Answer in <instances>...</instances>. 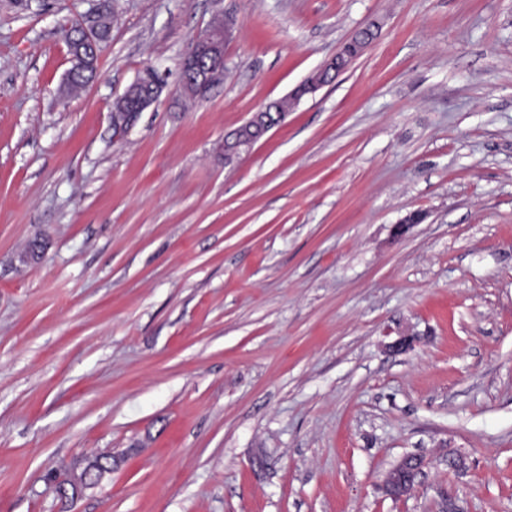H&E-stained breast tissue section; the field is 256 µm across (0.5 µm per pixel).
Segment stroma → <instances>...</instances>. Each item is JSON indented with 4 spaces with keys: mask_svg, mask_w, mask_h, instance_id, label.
I'll return each instance as SVG.
<instances>
[{
    "mask_svg": "<svg viewBox=\"0 0 512 512\" xmlns=\"http://www.w3.org/2000/svg\"><path fill=\"white\" fill-rule=\"evenodd\" d=\"M92 5L0 0V512H512V0H115L65 97ZM219 12L228 76L186 102ZM150 64L167 86L117 135ZM107 452L79 498L45 479ZM65 40L67 45L71 46H78V44L81 43L80 37H79V28L78 23L71 26L65 33ZM94 48V54L92 56L90 51L84 52L81 49H78L77 51L71 47L68 46L70 59L72 62V67L69 71V74L76 73V72H82L89 70L92 67H96L99 59V50L102 44H100L97 47V43H92ZM96 69H91L87 71L83 75H77L73 78L72 84L70 89H77L86 83H88L95 75ZM301 95L293 94L288 97L292 99L293 105L297 103ZM288 97L282 98L271 104L267 112H254L251 118L244 122L234 132L224 138V162L231 163L239 159L241 155L248 152L252 146L277 124L271 121L269 112H290ZM417 459L418 464L411 463ZM425 460L420 456H408L391 468L385 478L383 489L386 495L394 498L410 494L418 484V478L423 474Z\"/></svg>",
    "mask_w": 512,
    "mask_h": 512,
    "instance_id": "1",
    "label": "stroma"
}]
</instances>
